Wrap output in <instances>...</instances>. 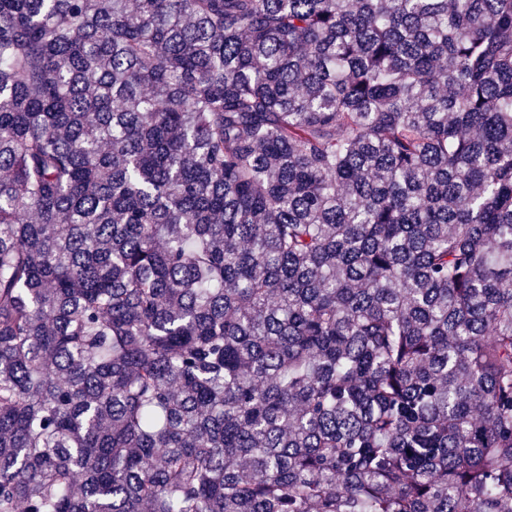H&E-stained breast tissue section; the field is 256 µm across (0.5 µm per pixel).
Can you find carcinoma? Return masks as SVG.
Listing matches in <instances>:
<instances>
[{"label":"carcinoma","mask_w":512,"mask_h":512,"mask_svg":"<svg viewBox=\"0 0 512 512\" xmlns=\"http://www.w3.org/2000/svg\"><path fill=\"white\" fill-rule=\"evenodd\" d=\"M0 512H512V0H0Z\"/></svg>","instance_id":"1"}]
</instances>
